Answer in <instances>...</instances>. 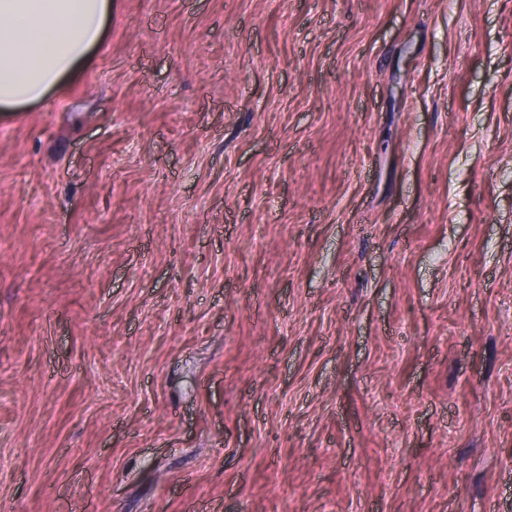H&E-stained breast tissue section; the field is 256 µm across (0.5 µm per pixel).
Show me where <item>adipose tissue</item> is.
<instances>
[{
	"instance_id": "1",
	"label": "adipose tissue",
	"mask_w": 512,
	"mask_h": 512,
	"mask_svg": "<svg viewBox=\"0 0 512 512\" xmlns=\"http://www.w3.org/2000/svg\"><path fill=\"white\" fill-rule=\"evenodd\" d=\"M112 0H0V108L44 100L100 42Z\"/></svg>"
}]
</instances>
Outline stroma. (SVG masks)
Returning <instances> with one entry per match:
<instances>
[{"label":"stroma","instance_id":"stroma-1","mask_svg":"<svg viewBox=\"0 0 512 512\" xmlns=\"http://www.w3.org/2000/svg\"><path fill=\"white\" fill-rule=\"evenodd\" d=\"M0 512H512V0H112L1 110Z\"/></svg>","mask_w":512,"mask_h":512}]
</instances>
